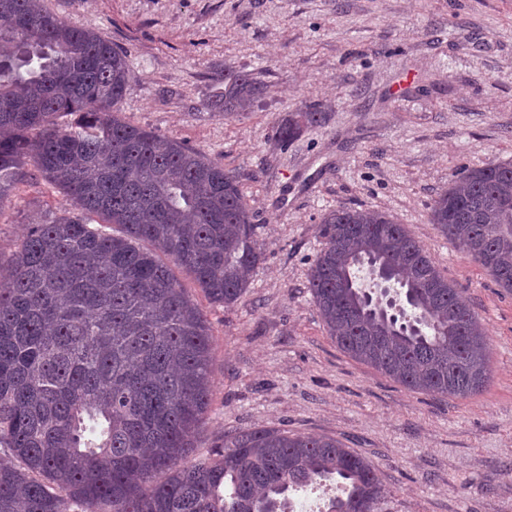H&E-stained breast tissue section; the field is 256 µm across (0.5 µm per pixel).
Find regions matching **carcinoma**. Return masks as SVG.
I'll return each mask as SVG.
<instances>
[{"label":"carcinoma","instance_id":"cac0c4a2","mask_svg":"<svg viewBox=\"0 0 512 512\" xmlns=\"http://www.w3.org/2000/svg\"><path fill=\"white\" fill-rule=\"evenodd\" d=\"M0 19V206L31 161L84 214L32 225L0 263V448L16 461L0 465V512H295L293 493L324 481L341 494L321 512H383L375 469L331 437L232 430L181 464L210 407L211 336L172 266L216 304L246 293L262 252L241 176L118 118L129 66L99 32L44 0H0ZM261 93L226 69L210 106ZM325 119L307 106L274 139ZM430 222L512 292V160L453 175ZM320 233L308 288L345 353L413 391H483L487 336L403 225L346 208Z\"/></svg>","mask_w":512,"mask_h":512}]
</instances>
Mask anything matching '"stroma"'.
<instances>
[{"label": "stroma", "mask_w": 512, "mask_h": 512, "mask_svg": "<svg viewBox=\"0 0 512 512\" xmlns=\"http://www.w3.org/2000/svg\"><path fill=\"white\" fill-rule=\"evenodd\" d=\"M127 56L121 119L238 170L264 259L230 307L177 277L211 333L195 457L234 429L339 440L377 470L386 512H512V293L431 224L461 168L512 160V0H47ZM264 91L227 115L225 68ZM317 104L288 146L273 129ZM339 208L404 224L479 316L490 379L468 398L410 391L342 352L308 289ZM42 178L0 206V260L29 225L74 215Z\"/></svg>", "instance_id": "stroma-1"}]
</instances>
